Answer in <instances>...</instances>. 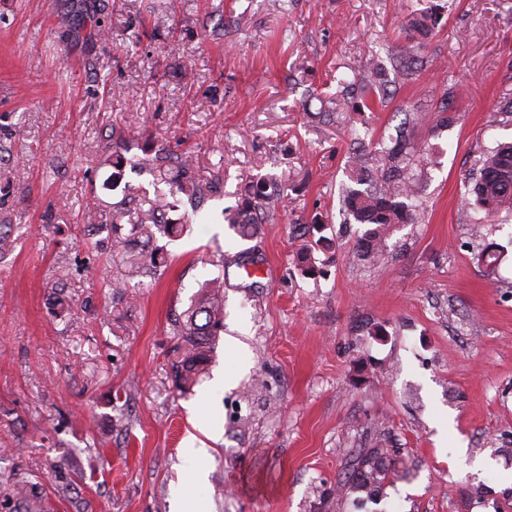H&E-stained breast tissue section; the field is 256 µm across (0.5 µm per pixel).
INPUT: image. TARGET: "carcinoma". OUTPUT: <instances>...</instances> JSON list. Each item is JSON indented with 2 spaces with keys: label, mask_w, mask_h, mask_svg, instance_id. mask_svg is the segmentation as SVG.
<instances>
[{
  "label": "carcinoma",
  "mask_w": 512,
  "mask_h": 512,
  "mask_svg": "<svg viewBox=\"0 0 512 512\" xmlns=\"http://www.w3.org/2000/svg\"><path fill=\"white\" fill-rule=\"evenodd\" d=\"M445 14L446 6L428 0L424 7L412 9L405 15L402 24L405 41L392 57L393 71L403 79H411L422 70L424 53L443 28ZM390 85L380 60L371 58L363 66L351 67L336 76V94L328 100L327 111L339 113L349 108L359 113L381 111L395 94ZM455 94V86H449L436 105L441 125L446 126L455 119L450 114L449 104ZM421 129L422 119L414 110L397 130L394 146L379 154L370 149L355 127H350L355 142L346 164L348 182L340 189V214L346 224L366 225L359 239L366 261L378 259L387 239L397 228L418 221L423 200L414 167L424 163V156L418 150ZM480 164V169L468 178L467 192L487 216L494 217L502 208H512V142L498 144L483 155ZM155 170L160 180L190 198H201L209 189V185L199 179L194 160L188 154L162 152L156 156ZM285 197V189L273 177H251L241 190L237 205L224 210V222L242 239L251 240L257 235L261 215L273 211ZM171 208L173 204L163 195L146 196L134 210L115 215L114 221L126 216L133 228L153 226L161 236L172 240L182 235L184 226L156 220L157 212ZM326 247L328 238L321 236L297 253L301 273L312 270L314 252ZM174 329L180 346L171 365V374L175 385L188 391L208 370L216 341L224 331L222 277H214L202 285L194 303L174 319ZM395 474L396 460L390 449L363 448L350 456L339 490L348 487L372 496Z\"/></svg>",
  "instance_id": "carcinoma-1"
}]
</instances>
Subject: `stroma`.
Returning <instances> with one entry per match:
<instances>
[{
    "label": "stroma",
    "instance_id": "obj_1",
    "mask_svg": "<svg viewBox=\"0 0 512 512\" xmlns=\"http://www.w3.org/2000/svg\"><path fill=\"white\" fill-rule=\"evenodd\" d=\"M415 2L0 0V222L16 229L0 258V512H16L20 487L36 489L34 512H176L192 433L210 450L196 488L207 512H512V214L487 223L465 188L512 139V0H448L423 74L366 114L378 151L402 110L438 129L425 209L377 265L358 255L363 225L339 214L348 117L319 119L330 74L389 60ZM453 83L456 120L441 129L434 107ZM164 147L190 152L213 188L170 212L188 221L177 240L114 254L112 214L153 193ZM116 152L143 163L113 180ZM257 173L288 197L247 243L223 211ZM316 214L336 244L305 277L296 255ZM245 248L252 276L225 260ZM217 273L226 338L184 393L172 319ZM230 336L236 380L201 400ZM374 446L397 449V474L360 507L336 488L353 451Z\"/></svg>",
    "mask_w": 512,
    "mask_h": 512
}]
</instances>
